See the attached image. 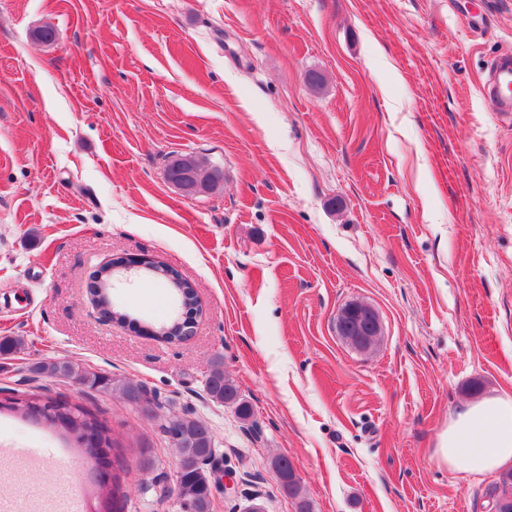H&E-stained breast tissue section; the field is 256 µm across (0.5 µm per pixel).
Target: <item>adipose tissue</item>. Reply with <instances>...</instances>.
<instances>
[{"mask_svg":"<svg viewBox=\"0 0 512 512\" xmlns=\"http://www.w3.org/2000/svg\"><path fill=\"white\" fill-rule=\"evenodd\" d=\"M440 457L467 474L512 465V398L491 397L462 407L441 440Z\"/></svg>","mask_w":512,"mask_h":512,"instance_id":"obj_1","label":"adipose tissue"}]
</instances>
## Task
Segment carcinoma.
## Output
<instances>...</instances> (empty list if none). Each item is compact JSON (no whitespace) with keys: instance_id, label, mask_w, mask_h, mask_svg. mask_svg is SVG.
<instances>
[{"instance_id":"carcinoma-1","label":"carcinoma","mask_w":512,"mask_h":512,"mask_svg":"<svg viewBox=\"0 0 512 512\" xmlns=\"http://www.w3.org/2000/svg\"><path fill=\"white\" fill-rule=\"evenodd\" d=\"M145 273L155 280L164 282L180 302L182 314L170 319L156 329V337L164 342L181 341L186 337L188 323L196 304V293L192 284L178 271L164 263H158ZM112 278L95 271L88 286V294L93 302L111 319L129 326L137 325V320L114 307L112 299L104 298L103 293H111ZM28 382L41 378L73 381L90 392L117 393L128 404L147 409L158 418L160 404L149 396L147 389L133 379H116L112 374L96 371L66 357L43 358L27 366ZM206 389L211 399L234 408L238 418L248 421L252 416L250 406L241 399L239 389L232 378L224 373L222 363H217L206 381ZM9 413L25 421L40 420V424L57 431L61 437L75 447H81L86 435L95 437L98 447L110 452L117 447L112 438L108 421L99 411L65 401L54 404L44 401V395L35 392L12 391L10 396L0 400V414ZM160 429L179 452L182 472L177 479V504L180 512H205L210 508L212 491L203 470L204 460L209 449L214 447V434L202 420L184 415H171L160 424ZM289 496L295 499V512H311V505L301 491L300 481L282 485ZM501 491V495L512 497V469L503 471L490 488V494ZM117 483H111L108 492L96 494L97 512H111L114 507Z\"/></svg>"}]
</instances>
